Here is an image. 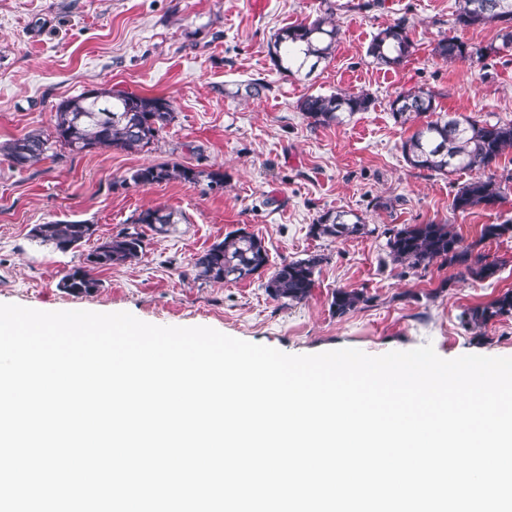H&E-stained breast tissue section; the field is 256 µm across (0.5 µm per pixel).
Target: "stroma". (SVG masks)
<instances>
[{"mask_svg":"<svg viewBox=\"0 0 512 512\" xmlns=\"http://www.w3.org/2000/svg\"><path fill=\"white\" fill-rule=\"evenodd\" d=\"M0 0V145L53 127L57 105L88 90L168 99L174 121L148 150L100 148L48 158L25 169L0 155V303L41 311L128 312L161 326H206L291 355L354 348L378 356L432 344L444 359L465 354L512 357V316L463 326L464 310L512 289V233L481 240L485 224L512 223V182L502 200L466 212L450 208L472 177L448 176L405 161L415 127L396 123L389 102L424 88L442 112L483 123L512 121V48L501 26L462 27L455 0ZM334 9L331 55L309 78L277 71L278 32ZM406 19L414 51L397 68L373 63L375 34ZM456 37L499 46L482 60L448 63L436 43ZM264 81L261 97L247 81ZM370 93L374 103L327 126L300 112L308 95ZM178 163L218 170L224 184L171 181L134 186L129 172ZM173 213L165 231L138 223L146 209ZM361 217L368 234L317 238L327 212ZM84 220L93 238L61 252L32 236L35 225ZM446 224L464 245L501 266L492 278L461 277L434 263L403 270L386 255L385 229ZM260 238L269 267L313 255L323 261L301 302L274 300L266 275L239 282L195 278L190 263L230 232ZM143 239L139 260L95 271L98 288L74 294L62 278L84 267L99 240L119 232ZM364 292L345 315L331 308L336 289Z\"/></svg>","mask_w":512,"mask_h":512,"instance_id":"1","label":"stroma"}]
</instances>
